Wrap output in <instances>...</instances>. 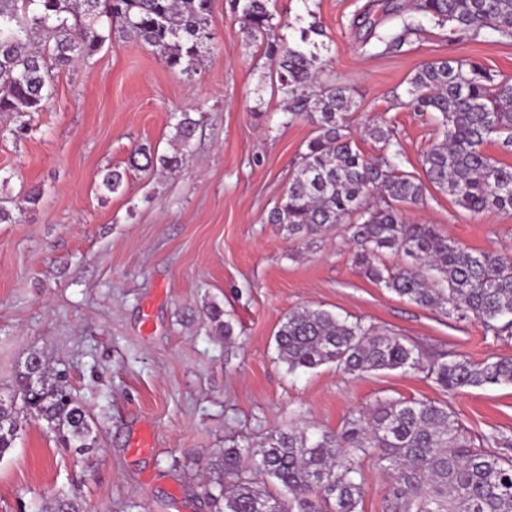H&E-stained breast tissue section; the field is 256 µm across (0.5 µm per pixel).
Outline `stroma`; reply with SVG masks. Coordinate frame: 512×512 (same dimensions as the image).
I'll return each instance as SVG.
<instances>
[{
  "label": "stroma",
  "mask_w": 512,
  "mask_h": 512,
  "mask_svg": "<svg viewBox=\"0 0 512 512\" xmlns=\"http://www.w3.org/2000/svg\"><path fill=\"white\" fill-rule=\"evenodd\" d=\"M398 2L397 15L387 0H270L268 9L290 41L297 21L317 17L328 72L360 92L354 128L385 119L403 169L418 175L437 124L408 106L410 76L447 58L512 77V41H449ZM365 11L377 34L405 19L422 32L404 53L382 54L353 25ZM242 27L236 0H213L214 38L197 74L167 67L152 47L109 40L54 70L30 133L15 137L0 115V205L14 217L0 224V396L37 351L67 373L99 428L97 448L79 454L27 418L0 458V512H42L75 486L85 512H214L198 482L218 448L291 427L334 432L378 398L444 400L470 434L512 432V384L448 394L421 373L351 378L324 365L291 374L277 360L275 333L301 306L406 336L430 357H512V335L374 284L354 266L342 228L300 248L267 223L313 127L287 120L277 65ZM178 111L198 122L180 168L133 170L123 192L102 194L100 170L125 166L137 145L172 154ZM35 187L42 198L29 210L23 197ZM413 213L465 247L512 257V213L475 215L434 187ZM213 304L231 339L216 332Z\"/></svg>",
  "instance_id": "35a3bbf8"
}]
</instances>
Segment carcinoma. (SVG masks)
<instances>
[{"label":"carcinoma","mask_w":512,"mask_h":512,"mask_svg":"<svg viewBox=\"0 0 512 512\" xmlns=\"http://www.w3.org/2000/svg\"><path fill=\"white\" fill-rule=\"evenodd\" d=\"M267 2L237 0L245 33L266 41L277 59L278 91L291 117L303 116L314 127L267 222L300 244L342 224L353 263L368 280L421 308L474 319L496 336L512 333V259L469 250L436 225L408 217L424 204L429 184L474 215L512 211V167L483 149L496 138L512 146V78L497 79L466 59L435 60L416 70L408 104L434 115L440 126L439 138L422 154L421 179L402 169L400 143L384 121L364 125L379 147L373 158L363 155L351 124L359 92L324 70L320 49L326 45L311 39L324 35L322 26L312 22L291 45L276 35ZM412 8L448 26L450 40L485 31L512 40V0H413ZM104 16L119 38L155 48L168 67L186 73L213 39L211 0H0V113L11 115L15 135L29 131L52 96V68L90 56L104 43L98 28ZM419 31L404 22L377 41L384 52L398 54ZM37 37L52 44L53 65L35 45ZM197 125L182 113L173 125L181 151L156 158L140 146L129 165L179 167ZM99 178L104 193L125 184L117 168L100 171ZM387 252L405 263L385 265ZM275 343L290 373L325 364L353 377L422 371L448 392L512 383V358L441 355L426 365L419 347L396 333L305 306L288 313ZM25 416L44 421L63 448L97 445L98 427L73 399L66 375L37 352L16 372L9 403L0 398V458L14 447ZM370 457L389 482L385 512H512V434L495 428L477 443L447 403L428 399H377L348 415L336 433L290 428L270 434L257 449L235 442L212 455L200 488L224 503V512H360L367 487L361 462ZM45 512H82L80 488L53 496Z\"/></svg>","instance_id":"carcinoma-1"}]
</instances>
